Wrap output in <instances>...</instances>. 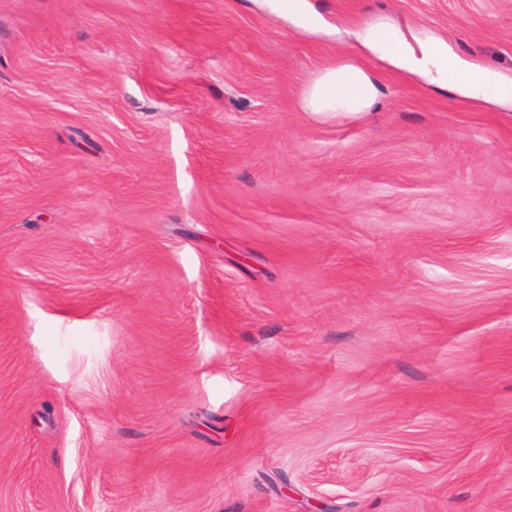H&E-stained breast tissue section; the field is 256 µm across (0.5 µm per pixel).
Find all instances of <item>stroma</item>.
<instances>
[{
	"mask_svg": "<svg viewBox=\"0 0 512 512\" xmlns=\"http://www.w3.org/2000/svg\"><path fill=\"white\" fill-rule=\"evenodd\" d=\"M263 2L0 0V512H512V110L354 39L512 0ZM264 1L272 13L288 16L299 27L308 28L314 23V18L305 10L302 0ZM379 88L370 71L352 63L324 68L308 85L303 107L314 115L330 118L343 113L373 112Z\"/></svg>",
	"mask_w": 512,
	"mask_h": 512,
	"instance_id": "1",
	"label": "stroma"
}]
</instances>
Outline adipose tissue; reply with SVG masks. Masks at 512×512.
I'll return each mask as SVG.
<instances>
[{
	"label": "adipose tissue",
	"instance_id": "1",
	"mask_svg": "<svg viewBox=\"0 0 512 512\" xmlns=\"http://www.w3.org/2000/svg\"><path fill=\"white\" fill-rule=\"evenodd\" d=\"M390 26L364 28L359 39L371 51L387 55L392 66L451 86L460 95L490 105L512 107V82L487 68H462L447 45L439 40L423 45L420 53L407 48L387 50ZM379 100L376 77L352 63L324 68L308 85L303 107L314 115L330 118L343 113L375 111Z\"/></svg>",
	"mask_w": 512,
	"mask_h": 512
}]
</instances>
